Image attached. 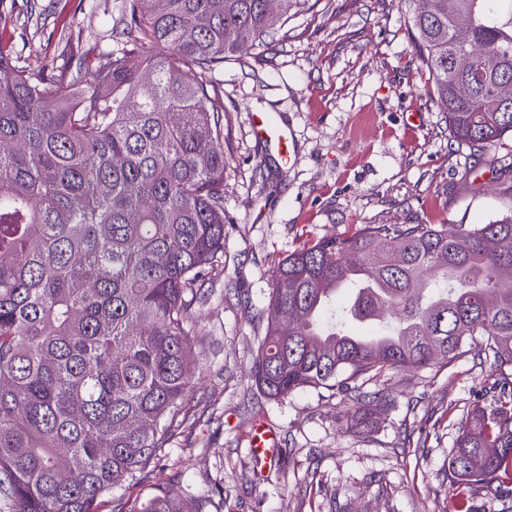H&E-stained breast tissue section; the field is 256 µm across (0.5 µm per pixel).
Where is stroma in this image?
Returning <instances> with one entry per match:
<instances>
[{"mask_svg": "<svg viewBox=\"0 0 512 512\" xmlns=\"http://www.w3.org/2000/svg\"><path fill=\"white\" fill-rule=\"evenodd\" d=\"M123 0H0V43L18 60L53 61L119 48L107 37ZM224 99V281L200 312L188 418L135 499L180 479L183 491L224 487L221 512H457L448 456L466 415L490 406L503 377L484 356L439 372L408 370L367 384L383 391L375 427L346 425L340 396L303 389L284 400L251 387L253 316L274 265L304 241L363 224H486L512 207V137L473 147L456 140L415 50L403 0H308L274 42L244 50L212 76ZM420 120L411 123L409 114ZM292 133L282 165L257 140L252 115ZM264 422L284 450L257 474L248 434Z\"/></svg>", "mask_w": 512, "mask_h": 512, "instance_id": "obj_1", "label": "stroma"}]
</instances>
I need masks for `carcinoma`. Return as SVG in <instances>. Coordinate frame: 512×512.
<instances>
[{"mask_svg":"<svg viewBox=\"0 0 512 512\" xmlns=\"http://www.w3.org/2000/svg\"><path fill=\"white\" fill-rule=\"evenodd\" d=\"M306 0H125L122 47L69 70L0 51V512H102L185 417L203 285L224 272V99L212 73ZM458 141L512 135V0H408ZM468 86L466 97L458 89ZM252 357L258 394L342 396L439 372L484 338L512 368V213L491 224H365L273 270ZM448 472L512 485V388L466 417ZM217 485L157 488L112 512H212Z\"/></svg>","mask_w":512,"mask_h":512,"instance_id":"obj_1","label":"carcinoma"}]
</instances>
